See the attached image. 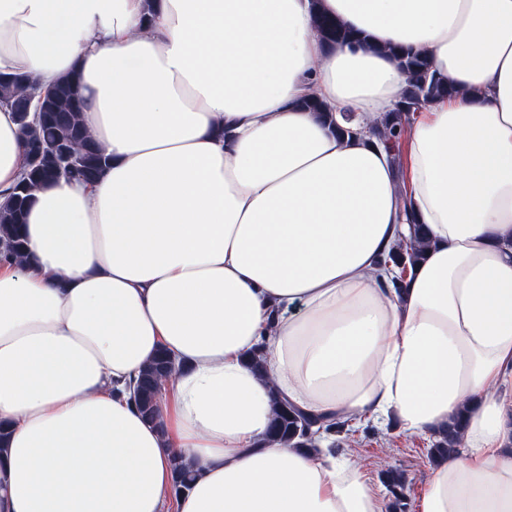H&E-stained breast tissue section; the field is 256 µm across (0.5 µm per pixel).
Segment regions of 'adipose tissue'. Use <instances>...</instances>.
Returning <instances> with one entry per match:
<instances>
[{
  "instance_id": "ef3b65f1",
  "label": "adipose tissue",
  "mask_w": 512,
  "mask_h": 512,
  "mask_svg": "<svg viewBox=\"0 0 512 512\" xmlns=\"http://www.w3.org/2000/svg\"><path fill=\"white\" fill-rule=\"evenodd\" d=\"M318 7L356 43L325 45ZM391 46L454 88L405 132L430 245L399 290L380 260L410 225L369 131L406 89ZM15 72L75 74L111 162L36 192L26 261L0 241V512H386L350 457L266 443L274 387L410 435L462 418L419 512H512V0H0ZM25 155L0 104V203ZM162 348L183 368L151 424L132 385ZM173 486L175 492L186 490L194 480L193 464L181 455L172 459Z\"/></svg>"
}]
</instances>
